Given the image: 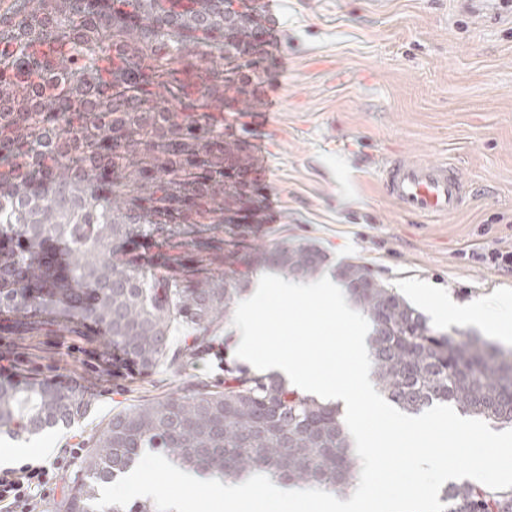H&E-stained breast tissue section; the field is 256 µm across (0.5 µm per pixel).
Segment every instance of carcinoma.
I'll return each instance as SVG.
<instances>
[{
    "label": "carcinoma",
    "instance_id": "cac0c4a2",
    "mask_svg": "<svg viewBox=\"0 0 512 512\" xmlns=\"http://www.w3.org/2000/svg\"><path fill=\"white\" fill-rule=\"evenodd\" d=\"M224 2L40 0L0 18V315L100 325L144 372L165 363L180 374L214 350L253 270L305 279L321 269L314 244L256 247L249 225L223 228L228 214L259 212L256 187L236 180L252 166L247 140L224 113L254 95L263 28L258 7ZM202 266L218 273L186 288L165 275ZM339 276L372 324V374L390 402L512 424V352L436 332L359 263ZM177 325L192 340L176 352ZM90 407L75 387L0 381V427L13 435L68 426ZM147 449L202 474L263 472L334 492L357 473L337 406L239 369L222 387L190 383L112 413L54 512H94L99 487ZM441 502L512 512V488L451 484Z\"/></svg>",
    "mask_w": 512,
    "mask_h": 512
}]
</instances>
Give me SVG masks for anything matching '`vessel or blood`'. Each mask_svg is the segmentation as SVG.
<instances>
[{"instance_id": "obj_1", "label": "vessel or blood", "mask_w": 512, "mask_h": 512, "mask_svg": "<svg viewBox=\"0 0 512 512\" xmlns=\"http://www.w3.org/2000/svg\"><path fill=\"white\" fill-rule=\"evenodd\" d=\"M500 0H464L463 6L478 22H498ZM386 195L405 211L426 216L458 211L466 199V186L458 172L444 163L386 160L380 168Z\"/></svg>"}]
</instances>
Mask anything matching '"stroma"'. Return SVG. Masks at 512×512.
Here are the masks:
<instances>
[{"mask_svg":"<svg viewBox=\"0 0 512 512\" xmlns=\"http://www.w3.org/2000/svg\"><path fill=\"white\" fill-rule=\"evenodd\" d=\"M266 19L275 39L254 105L224 115L261 144L251 177L277 204L261 212L252 244L311 242L327 256L323 275L355 262L395 290L423 283L454 310L443 321L425 297L412 298L433 329L506 348L466 312L512 293V272L471 256L488 245L512 250V23L476 24L459 0H276ZM272 94L281 106L268 121L262 102ZM396 156L456 168L467 185L462 210L419 216L385 197L379 169ZM0 347L18 356L15 384L47 378L92 401L69 426L19 439L0 432V446L47 460L86 445L112 412L188 381L223 382L242 365L224 328L215 353L182 375L164 366L108 375L97 367L112 351L104 331L52 318L23 328L0 318Z\"/></svg>","mask_w":512,"mask_h":512,"instance_id":"35a3bbf8","label":"stroma"}]
</instances>
